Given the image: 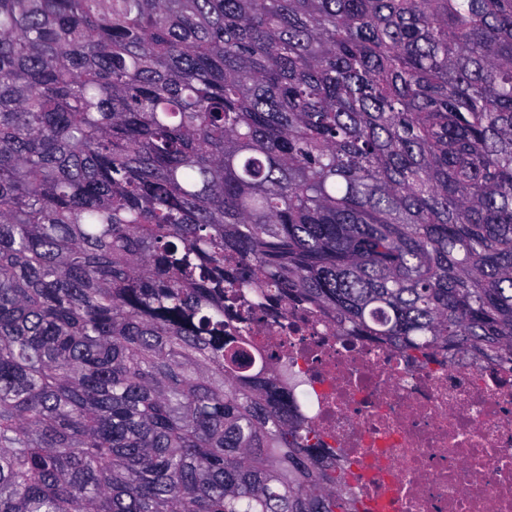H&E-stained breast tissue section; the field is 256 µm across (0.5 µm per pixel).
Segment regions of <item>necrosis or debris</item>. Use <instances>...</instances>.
Masks as SVG:
<instances>
[{"mask_svg":"<svg viewBox=\"0 0 512 512\" xmlns=\"http://www.w3.org/2000/svg\"><path fill=\"white\" fill-rule=\"evenodd\" d=\"M224 312L243 322L255 375L294 395L353 494L380 512H512L511 366L412 358L250 288Z\"/></svg>","mask_w":512,"mask_h":512,"instance_id":"4bbe7bcc","label":"necrosis or debris"}]
</instances>
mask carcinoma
Returning <instances> with one entry per match:
<instances>
[{
    "instance_id": "1",
    "label": "carcinoma",
    "mask_w": 512,
    "mask_h": 512,
    "mask_svg": "<svg viewBox=\"0 0 512 512\" xmlns=\"http://www.w3.org/2000/svg\"><path fill=\"white\" fill-rule=\"evenodd\" d=\"M239 288L512 366V0H0V512H358Z\"/></svg>"
}]
</instances>
